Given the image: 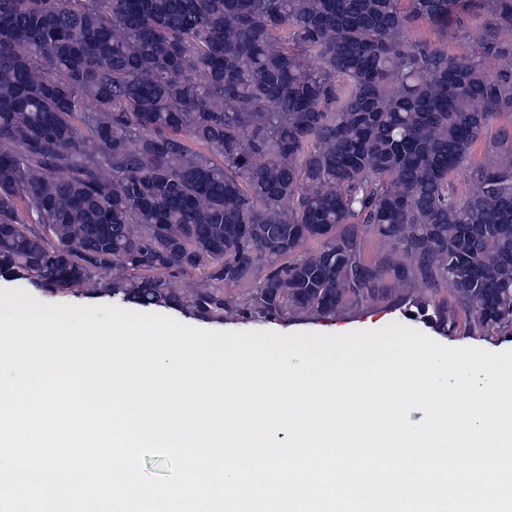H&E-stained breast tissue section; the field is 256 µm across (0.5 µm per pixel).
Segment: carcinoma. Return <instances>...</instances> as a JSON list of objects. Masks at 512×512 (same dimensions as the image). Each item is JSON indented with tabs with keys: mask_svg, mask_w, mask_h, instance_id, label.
Returning a JSON list of instances; mask_svg holds the SVG:
<instances>
[{
	"mask_svg": "<svg viewBox=\"0 0 512 512\" xmlns=\"http://www.w3.org/2000/svg\"><path fill=\"white\" fill-rule=\"evenodd\" d=\"M402 2L0 0V278L207 322L445 286L512 334V0ZM480 23V20L475 17H469L465 21V25L463 26L464 30L465 28H472ZM413 30L417 37L421 40L431 42L434 46L437 47H447L448 53L451 54H462L468 49V45L466 40L462 37L463 33L462 30L458 33L456 38L448 39V42L443 43L439 40V37L434 32L430 24L423 20L418 19L413 24Z\"/></svg>",
	"mask_w": 512,
	"mask_h": 512,
	"instance_id": "cac0c4a2",
	"label": "carcinoma"
}]
</instances>
